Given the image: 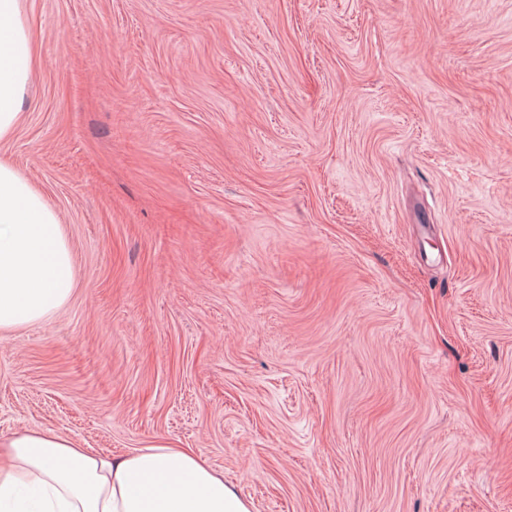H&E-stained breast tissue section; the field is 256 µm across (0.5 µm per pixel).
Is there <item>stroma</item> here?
<instances>
[{
  "label": "stroma",
  "mask_w": 512,
  "mask_h": 512,
  "mask_svg": "<svg viewBox=\"0 0 512 512\" xmlns=\"http://www.w3.org/2000/svg\"><path fill=\"white\" fill-rule=\"evenodd\" d=\"M0 154L76 287L0 436L156 442L251 512H512V0H26Z\"/></svg>",
  "instance_id": "35a3bbf8"
}]
</instances>
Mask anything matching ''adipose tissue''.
Instances as JSON below:
<instances>
[{
    "instance_id": "1",
    "label": "adipose tissue",
    "mask_w": 512,
    "mask_h": 512,
    "mask_svg": "<svg viewBox=\"0 0 512 512\" xmlns=\"http://www.w3.org/2000/svg\"><path fill=\"white\" fill-rule=\"evenodd\" d=\"M35 57L25 0H0V142L22 120ZM76 278L56 210L0 156V332L66 304ZM0 512H250L224 476L190 452L148 444L112 456L54 431L0 439Z\"/></svg>"
}]
</instances>
